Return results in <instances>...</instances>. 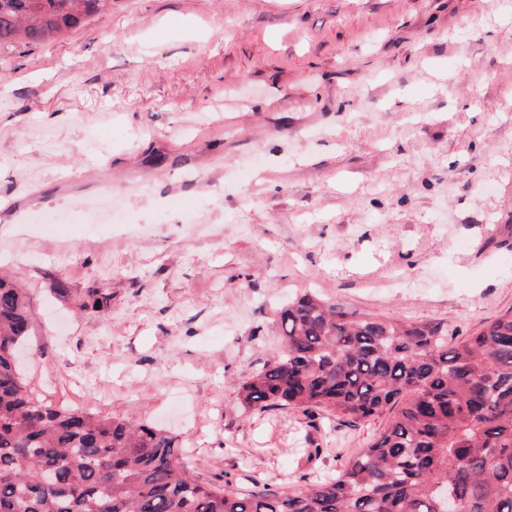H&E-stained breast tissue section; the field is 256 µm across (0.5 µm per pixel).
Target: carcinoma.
Segmentation results:
<instances>
[{"mask_svg": "<svg viewBox=\"0 0 512 512\" xmlns=\"http://www.w3.org/2000/svg\"><path fill=\"white\" fill-rule=\"evenodd\" d=\"M112 0H0V49L34 45ZM27 295L0 278V512H512V314L448 346L440 323L347 312L311 292L277 312L281 346L236 386L250 410L386 425L334 477L208 485L178 437L37 397L15 353Z\"/></svg>", "mask_w": 512, "mask_h": 512, "instance_id": "1", "label": "carcinoma"}]
</instances>
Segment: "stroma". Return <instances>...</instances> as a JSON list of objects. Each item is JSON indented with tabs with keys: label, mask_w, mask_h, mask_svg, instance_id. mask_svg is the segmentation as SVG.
<instances>
[{
	"label": "stroma",
	"mask_w": 512,
	"mask_h": 512,
	"mask_svg": "<svg viewBox=\"0 0 512 512\" xmlns=\"http://www.w3.org/2000/svg\"><path fill=\"white\" fill-rule=\"evenodd\" d=\"M0 276L42 399L178 436L206 483L336 475L384 418L235 385L306 289L452 339L512 313V0H112L1 50Z\"/></svg>",
	"instance_id": "stroma-1"
}]
</instances>
